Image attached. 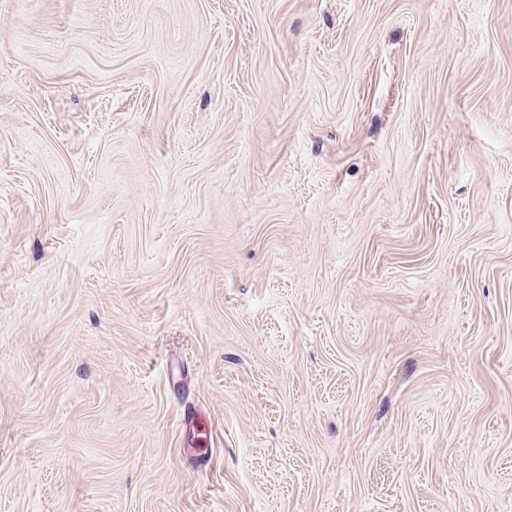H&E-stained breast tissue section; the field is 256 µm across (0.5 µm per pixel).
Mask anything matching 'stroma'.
I'll return each instance as SVG.
<instances>
[{"mask_svg":"<svg viewBox=\"0 0 512 512\" xmlns=\"http://www.w3.org/2000/svg\"><path fill=\"white\" fill-rule=\"evenodd\" d=\"M0 512H512V0H0Z\"/></svg>","mask_w":512,"mask_h":512,"instance_id":"stroma-1","label":"stroma"}]
</instances>
